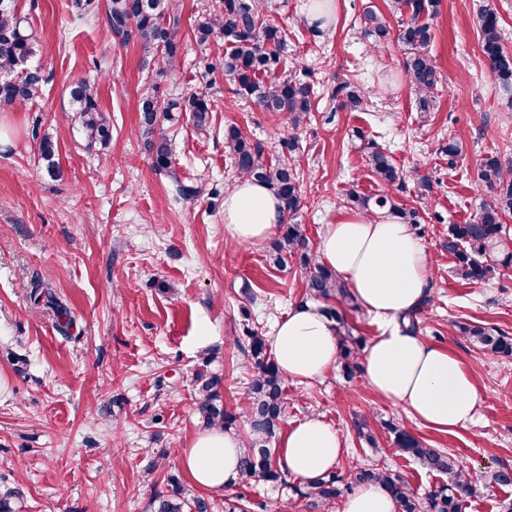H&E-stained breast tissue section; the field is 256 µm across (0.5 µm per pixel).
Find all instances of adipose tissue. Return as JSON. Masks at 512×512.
Instances as JSON below:
<instances>
[{
	"label": "adipose tissue",
	"instance_id": "ef3b65f1",
	"mask_svg": "<svg viewBox=\"0 0 512 512\" xmlns=\"http://www.w3.org/2000/svg\"><path fill=\"white\" fill-rule=\"evenodd\" d=\"M281 220L280 202L264 184L241 179L224 196V222L236 241H263ZM317 256L378 326L362 355L367 386L439 431L471 423L477 403L472 371L403 322L421 307L431 285L425 248L410 225L389 213L349 212L325 225ZM269 343L282 376L293 382L324 376L339 354L334 323L310 304L295 306L278 320ZM343 444L336 427L312 414L282 437L278 454L289 475L306 482L335 467ZM242 448L237 435L206 428L184 448L181 465L197 485L220 492L237 480Z\"/></svg>",
	"mask_w": 512,
	"mask_h": 512
}]
</instances>
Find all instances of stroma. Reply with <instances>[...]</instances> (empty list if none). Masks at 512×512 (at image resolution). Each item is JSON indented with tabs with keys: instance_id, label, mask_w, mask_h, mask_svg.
<instances>
[{
	"instance_id": "1",
	"label": "stroma",
	"mask_w": 512,
	"mask_h": 512,
	"mask_svg": "<svg viewBox=\"0 0 512 512\" xmlns=\"http://www.w3.org/2000/svg\"><path fill=\"white\" fill-rule=\"evenodd\" d=\"M484 2L439 0L428 15L440 81L434 110L424 117L404 74L405 52L396 40L402 20L389 0H333L334 25L321 33L303 18L310 0H267L268 19L286 32L280 74L306 71L317 91L298 131L233 92L223 40L197 42L193 20L209 0H181L180 65L158 82L162 99L205 92L213 104L207 132L183 112L165 124L181 179L224 190L234 185L224 153L227 126L260 143L270 160L298 136L296 222L310 245L323 225L349 212L351 190L385 192L419 210L431 275L422 336L472 370L475 422L436 431L377 396L362 374L348 381L335 368L314 381L286 382L281 427L319 414L344 438L337 472L384 466L421 494L439 475L403 454L381 420L394 419L430 447L455 454L465 470L512 466V357L482 354L452 328L478 322L512 334V267L469 284L453 275L444 246L448 226L473 221L490 195L478 177L481 159H512V108L481 51ZM68 3L18 0V14L38 41L33 62L47 82L39 98L0 111V495L19 492L21 512H151L153 495L174 479L184 496L212 501L214 512H224L225 498L236 495L249 501L250 512H307L294 478L236 482L218 494L195 484L180 464L203 425L192 387L203 355L223 381L226 409L241 416L253 371L232 340L248 326L271 334L304 296L305 273L295 263L270 262V240L233 241L223 198L176 196L138 135L141 89L152 73L140 46L113 40L104 11L81 18ZM369 10L384 18L387 44L363 37L360 18ZM349 78L364 94L358 112L336 110L330 98ZM81 79L95 81L99 107L112 120L108 147L85 140L68 93ZM47 133L57 147L54 178L39 151ZM452 137L465 146L453 163L445 151ZM364 141L392 156L403 186L383 189L365 165ZM419 175L432 185L424 200L414 189ZM37 281L66 299L69 328L33 303ZM357 415L368 420L378 450L358 438Z\"/></svg>"
}]
</instances>
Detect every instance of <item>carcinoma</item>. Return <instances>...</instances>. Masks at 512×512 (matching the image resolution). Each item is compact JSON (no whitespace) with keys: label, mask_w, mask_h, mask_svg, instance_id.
Masks as SVG:
<instances>
[{"label":"carcinoma","mask_w":512,"mask_h":512,"mask_svg":"<svg viewBox=\"0 0 512 512\" xmlns=\"http://www.w3.org/2000/svg\"><path fill=\"white\" fill-rule=\"evenodd\" d=\"M435 0H391L393 12L408 15L400 30L399 40L406 51L405 75L417 95L420 118L433 110V89L439 76L435 60L429 54L433 31L422 15L429 12ZM265 0H214L195 18V31L200 43L214 37L224 39L230 52L224 56V74L235 86V92L256 102L267 112H274L288 121L292 130H299L309 118L312 107V85L301 71L266 83L260 75L275 72L281 64L280 51L285 32L264 15ZM180 0H108L106 28L113 39L122 43L137 42L144 57L156 65V73L176 71L181 56L178 40ZM361 30L377 41L386 39L388 29L381 16L367 11L361 18ZM480 39L490 71L503 91L512 94V54L501 43L499 13L488 3L480 17ZM36 40L18 17L15 0H0V111L18 103L37 98L44 83L40 68L31 66L36 54ZM70 97L79 112L87 145L105 146L112 136L110 119L98 106L94 85L79 80L70 86ZM337 107L349 111L360 109L363 98L358 87L343 81L332 89ZM139 129L144 150L153 166L169 173L176 193L185 199L199 196L203 183L182 181L173 167L169 139L164 122L173 112L191 114L197 130H207L212 103L204 93L159 101L155 88L140 97ZM56 146L43 137L40 151L45 172L54 177L58 167L54 160ZM299 149L298 137L288 140V157L271 163L264 159L263 148L243 135L236 126L224 128V152L231 158L239 178L266 184L277 196L283 220L279 224V239L273 245V264L282 265L295 257L305 270L306 297L314 300H334L336 305L325 308L336 322L339 341V362L349 377L358 368L357 356L363 339L353 335L339 308L350 305L353 298L336 273L320 263L303 237L300 225L294 223L300 206L299 176L294 164ZM366 165L386 188L400 186L403 171L390 157L374 147L365 153ZM479 178L491 191L474 221L448 225V254L453 256L454 275L469 283H485L500 274V268L512 264V236L504 228V216L512 213V160L504 163L497 155L485 157ZM350 205L365 211L388 210L408 224L416 223V212L398 208L386 193L361 196L348 194ZM34 300L53 311L65 314L67 308L54 292L38 287L32 291ZM458 333L478 349L497 356L512 357V336L507 332L475 323H456ZM253 370L248 387L246 412L249 431L240 457L239 476L243 483H275L282 480L283 471L274 463L277 450L272 443L277 438L286 408L284 379L270 355L265 336L257 328L246 327L245 335L235 340ZM205 359L195 372L194 384L200 396L199 413L206 426L225 430L237 427L238 417L224 409L221 378L208 370ZM393 435L394 444L418 461L425 469L442 477L436 489L419 497L410 492L396 473L377 467H356L349 480L331 471L314 481L303 484L296 495L306 501V507L317 510L333 504L344 493L367 483L382 485L397 501L400 512H464L465 502L477 490L478 483L488 481L498 486L512 485V467L505 464L480 475L465 472L453 454L442 448H430L421 440L393 422L385 423ZM171 489L158 494L151 502L153 512H211L212 503L195 497L185 500L178 482L170 481Z\"/></svg>","instance_id":"1"}]
</instances>
